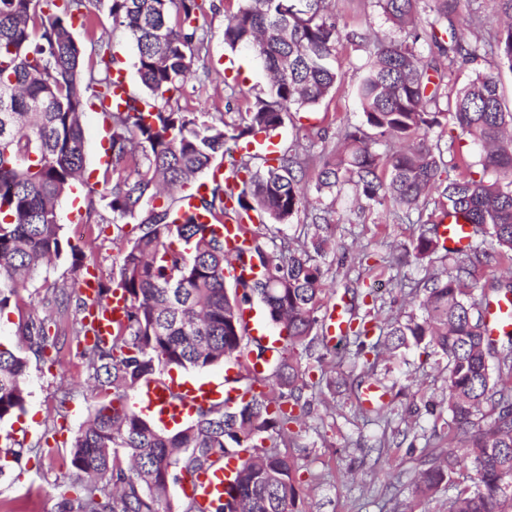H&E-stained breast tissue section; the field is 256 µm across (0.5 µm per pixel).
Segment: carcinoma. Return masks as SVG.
Returning a JSON list of instances; mask_svg holds the SVG:
<instances>
[{
    "instance_id": "carcinoma-1",
    "label": "carcinoma",
    "mask_w": 512,
    "mask_h": 512,
    "mask_svg": "<svg viewBox=\"0 0 512 512\" xmlns=\"http://www.w3.org/2000/svg\"><path fill=\"white\" fill-rule=\"evenodd\" d=\"M430 2L423 23L420 0H376L404 33L393 40L368 30L341 32L330 0H239L224 43L260 59L270 88L227 121L169 107L205 49L198 23L204 0H109L112 26L134 45L140 81L154 102L131 95L105 113L109 166L104 192L87 193V215L101 205L116 225L138 221L139 234L130 239L120 229L115 238L126 320L110 340L79 351L97 404L66 449L64 462L77 481L55 483L60 512H197L190 499L162 509L166 483L230 458L238 463L213 512H300L295 464L280 445L299 423L295 408L308 387L299 354L316 343L328 348L327 336L314 329L329 226L313 216L310 242L296 247L269 228L290 223L308 203L295 174L302 167L297 152L264 155L259 164L252 155L241 160L236 190L215 180L192 211L182 209L173 190L211 169L229 142L268 136L288 112L313 107L335 89L344 39H370L374 47L358 88L363 118L341 131L318 170L316 192L338 196L350 187L359 200L388 199L407 214L434 205L440 217L420 225L412 242L417 261L439 251L445 221L463 222L471 233L464 248L446 249L447 267L425 280L419 317L382 322L376 306L351 289L336 365L362 359L371 376L370 357L420 346L447 358V394L439 405L448 452L418 474L414 494L448 490V512H512V331L494 338L487 324L490 306L512 296V269L492 294H475L479 268L496 257L512 260V111L491 73L477 71L448 89L461 59L490 55L512 71V0H498L503 20L472 41L456 28L461 0ZM91 6L93 0H0V310L21 301L27 279L63 252L73 268L82 264L81 249L61 235L56 206L83 171V115L112 96V70L119 68L105 35L87 43L73 37V19L88 21ZM421 41L437 48L446 74L440 62L421 61ZM448 119V142L432 140ZM389 142L397 148L380 153ZM229 194L236 213L258 212L267 221L248 230L249 246L236 255L224 235L199 222L202 214L223 220ZM233 260L242 274L229 289L224 268ZM255 299L285 333L283 347L270 350L244 325L243 310ZM48 304L51 315L25 325L37 355L57 348L59 334H49L48 323L60 322L70 296L63 291ZM244 357L265 363L269 394L243 397L255 382ZM232 360L241 371L230 384L240 395L200 407L181 429L158 428L130 400L175 367ZM27 377V359L0 344V422L24 412ZM466 461L476 478L463 486L455 475Z\"/></svg>"
}]
</instances>
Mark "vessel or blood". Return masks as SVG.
I'll return each mask as SVG.
<instances>
[{"label":"vessel or blood","instance_id":"obj_1","mask_svg":"<svg viewBox=\"0 0 512 512\" xmlns=\"http://www.w3.org/2000/svg\"><path fill=\"white\" fill-rule=\"evenodd\" d=\"M245 226V221L225 217L224 241L229 249L235 251L246 247ZM79 292L87 302L83 322L91 327L88 342L109 338L114 325L125 319L127 303L124 294L116 289L107 298H100L99 282L92 273L81 280ZM223 396L222 385L216 383L171 382L146 386L141 403L162 420L178 421L193 415L198 407L218 401ZM181 488L197 503L200 512H210L213 503L224 495V469L218 466L202 474L183 476Z\"/></svg>","mask_w":512,"mask_h":512}]
</instances>
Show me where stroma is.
Listing matches in <instances>:
<instances>
[{"instance_id":"35a3bbf8","label":"stroma","mask_w":512,"mask_h":512,"mask_svg":"<svg viewBox=\"0 0 512 512\" xmlns=\"http://www.w3.org/2000/svg\"><path fill=\"white\" fill-rule=\"evenodd\" d=\"M210 2L211 9L200 20L209 32L205 63L195 66L176 106L184 112L215 115L242 112L255 97L267 93L269 75L260 59L242 49L231 50L224 43V26L236 11L237 0ZM332 8L341 31L369 28L382 34L393 32L374 0H332ZM90 27L106 33L112 53L126 72L131 94L144 96L135 51L127 36L113 29L106 0L93 6L89 27H74L73 33L77 39H85ZM371 51L367 44L340 43L341 78L335 90L319 104L286 116L274 139L275 151H288L301 143L316 157L335 146L344 126L360 123L358 84ZM83 125V179L57 207L62 236L84 253L82 266L73 269L69 254H62L28 279L20 305L0 311V343L29 361L25 410L0 422V446L9 440L22 449L19 459L0 474V502L9 512H57L54 482L66 473L59 451L70 445L95 405L87 389L88 373L75 341L67 334L81 321L82 308L71 305L65 316L62 327L66 334L60 339L55 361L32 354L21 330L29 318L45 315L54 293L72 291L85 272H95L102 285L112 286L117 277L113 238L120 230L132 236L138 232L133 220L116 228L111 212L104 208L96 216H87L84 196L88 188H103L109 126L102 113L92 111L86 113ZM315 178L314 169L306 168L309 203L283 226L282 233L295 242L309 240L316 214L334 228L324 260L328 270L324 306H331L345 289L355 287L377 296L382 318L402 320L418 313L408 289L397 287L394 281L398 274L415 282L426 274L425 263L404 254L419 233L418 214L404 215L388 200L354 203L343 197L317 195L313 191ZM323 353L317 346L302 358L313 382L304 392L310 410L302 423L294 426L284 448L297 469L299 507L304 512H378L377 502L386 501L396 512H448L447 491L419 500L412 487L425 462L448 448L447 439L426 440L439 416L433 403L440 400L446 386L444 360L413 348L382 355L376 369L383 383L378 394L388 411L380 418L358 408L357 384L365 378L361 362L348 360L334 369L320 362ZM383 439L388 442L384 448L379 445ZM49 447L54 450L50 456L45 453Z\"/></svg>"}]
</instances>
